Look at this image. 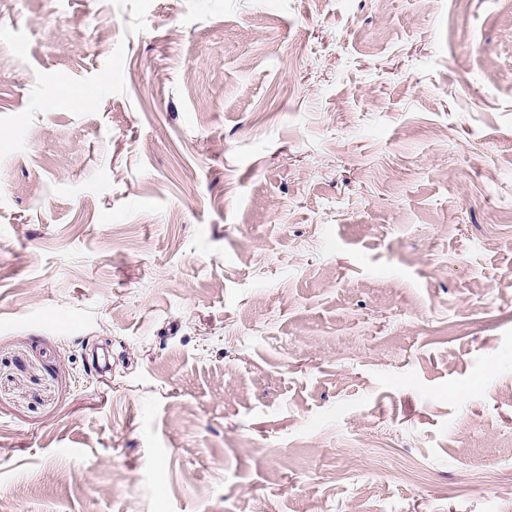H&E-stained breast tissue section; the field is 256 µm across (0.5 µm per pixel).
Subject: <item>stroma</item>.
I'll return each mask as SVG.
<instances>
[{
    "label": "stroma",
    "mask_w": 512,
    "mask_h": 512,
    "mask_svg": "<svg viewBox=\"0 0 512 512\" xmlns=\"http://www.w3.org/2000/svg\"><path fill=\"white\" fill-rule=\"evenodd\" d=\"M504 213L512 0H0V512H512Z\"/></svg>",
    "instance_id": "stroma-1"
}]
</instances>
